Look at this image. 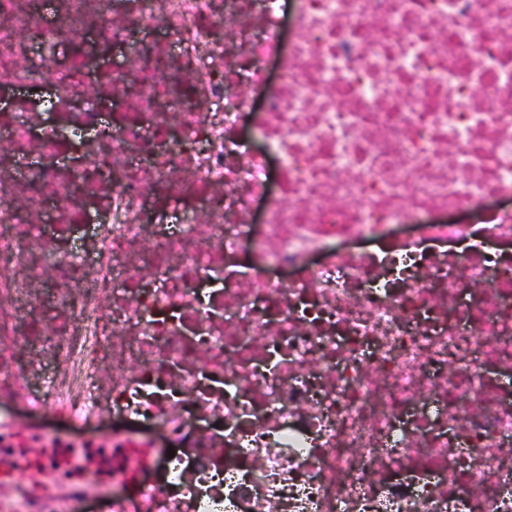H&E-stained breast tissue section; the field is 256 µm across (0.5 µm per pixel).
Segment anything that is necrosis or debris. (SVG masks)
<instances>
[{
	"instance_id": "4bbe7bcc",
	"label": "necrosis or debris",
	"mask_w": 512,
	"mask_h": 512,
	"mask_svg": "<svg viewBox=\"0 0 512 512\" xmlns=\"http://www.w3.org/2000/svg\"><path fill=\"white\" fill-rule=\"evenodd\" d=\"M278 10L0 0V512H512V0Z\"/></svg>"
}]
</instances>
